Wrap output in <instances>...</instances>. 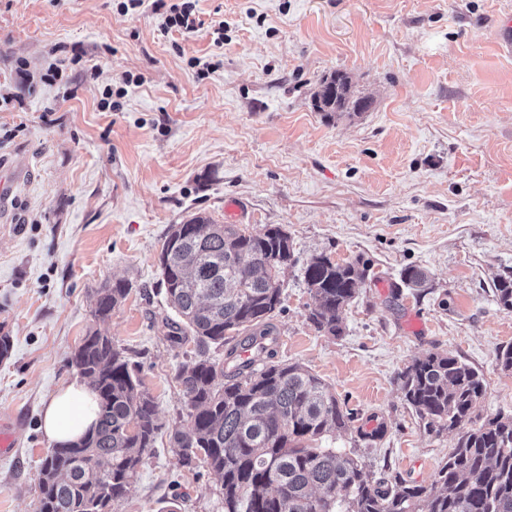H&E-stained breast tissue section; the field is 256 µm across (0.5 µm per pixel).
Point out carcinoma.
Listing matches in <instances>:
<instances>
[{
	"label": "carcinoma",
	"instance_id": "carcinoma-1",
	"mask_svg": "<svg viewBox=\"0 0 512 512\" xmlns=\"http://www.w3.org/2000/svg\"><path fill=\"white\" fill-rule=\"evenodd\" d=\"M320 112L365 108L347 76L323 81ZM169 228L160 286L179 321L168 336L191 333L197 357L182 367L185 417L172 428L178 462L206 464L221 479L224 512H512V414L483 418L479 373L451 354L431 352L402 373L400 388L427 432L462 433L448 460L425 487L396 476L375 478L351 453L320 448L355 416L321 378L305 367L271 362L272 322L281 305L279 275L292 264L293 244L281 227L253 234L236 224L197 215ZM360 258L336 262L320 254L304 267L311 302L307 319L329 336L342 332L341 314L368 277ZM429 273L402 271L397 288L426 289ZM118 281L98 292L94 315L105 318L127 295ZM500 309L512 313V272L494 283ZM226 351L231 366L210 357ZM70 365L98 396L93 431L53 448L41 464L39 512H112L162 429L138 369L112 338L90 331Z\"/></svg>",
	"mask_w": 512,
	"mask_h": 512
}]
</instances>
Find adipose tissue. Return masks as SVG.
<instances>
[{
  "label": "adipose tissue",
  "mask_w": 512,
  "mask_h": 512,
  "mask_svg": "<svg viewBox=\"0 0 512 512\" xmlns=\"http://www.w3.org/2000/svg\"><path fill=\"white\" fill-rule=\"evenodd\" d=\"M96 412L93 388L84 382H74L47 400L41 428L51 445H68L92 429Z\"/></svg>",
  "instance_id": "obj_1"
}]
</instances>
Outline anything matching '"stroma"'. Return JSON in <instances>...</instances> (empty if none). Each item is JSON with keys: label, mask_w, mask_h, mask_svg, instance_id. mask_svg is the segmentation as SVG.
Returning <instances> with one entry per match:
<instances>
[{"label": "stroma", "mask_w": 512, "mask_h": 512, "mask_svg": "<svg viewBox=\"0 0 512 512\" xmlns=\"http://www.w3.org/2000/svg\"><path fill=\"white\" fill-rule=\"evenodd\" d=\"M119 2L0 0V97L53 62L70 76L0 105V154L27 165L0 206V336L12 339L0 421L16 441L0 458V512H38L43 404L77 380L69 359L91 330L139 365L165 426L112 512L173 500L224 512L219 477L179 465L170 442L178 374L197 349L168 336L158 258L170 225L225 223L228 199L247 231L277 225L293 241L275 361L320 376L365 429L387 426L371 444L348 431L322 447L430 485L456 438L426 432L404 400L415 359L460 357L483 376V416L512 413V374L496 364L512 313L493 297L512 272V53L491 30L512 0H196L204 26L189 34ZM199 60L215 65L203 79ZM335 72L370 97L364 112L316 110ZM122 87V110H102L104 90ZM322 253L371 266L336 337L306 318L303 269ZM409 266L429 271L431 290L392 296ZM119 280L126 298L96 318L94 295Z\"/></svg>", "instance_id": "35a3bbf8"}]
</instances>
